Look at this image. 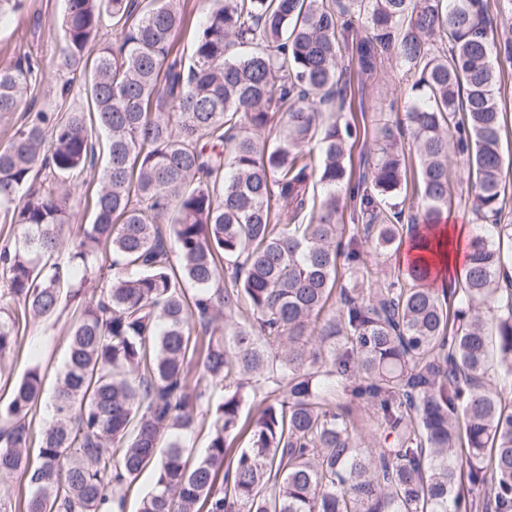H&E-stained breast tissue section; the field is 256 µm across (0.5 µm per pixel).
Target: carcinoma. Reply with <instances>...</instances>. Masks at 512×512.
<instances>
[{"label": "carcinoma", "mask_w": 512, "mask_h": 512, "mask_svg": "<svg viewBox=\"0 0 512 512\" xmlns=\"http://www.w3.org/2000/svg\"><path fill=\"white\" fill-rule=\"evenodd\" d=\"M183 17L182 0H66L62 66L90 72L92 114L36 112L0 149V223L21 228L0 247V358L20 320L79 309L49 399L34 366L0 406V478L26 475V512H124L148 468L139 512H512L497 88L512 40L488 0H214L186 59ZM348 50L359 75L390 56L413 78L404 121L379 126L358 174ZM41 80L29 62L1 68L0 116ZM100 160L80 224L70 187ZM453 166L476 232L448 294L431 257ZM408 190L419 217L395 202ZM413 236L406 266L369 259ZM200 414L193 459L182 437ZM152 475L149 471H145L127 490L125 493L124 512H138V506L141 496L150 489Z\"/></svg>", "instance_id": "carcinoma-1"}]
</instances>
